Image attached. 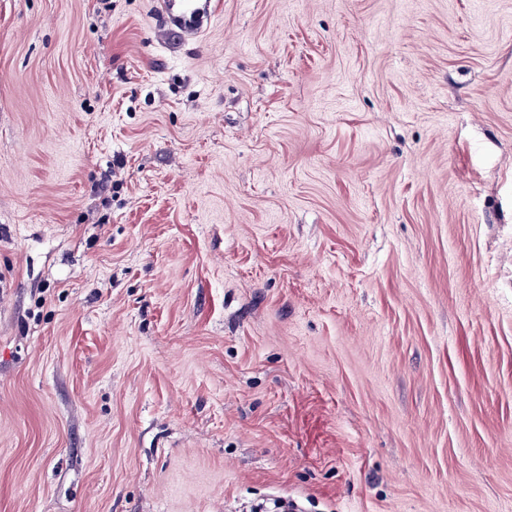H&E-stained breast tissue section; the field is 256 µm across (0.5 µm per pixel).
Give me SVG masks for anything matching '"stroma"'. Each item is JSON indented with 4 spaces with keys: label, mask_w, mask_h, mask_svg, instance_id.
<instances>
[{
    "label": "stroma",
    "mask_w": 512,
    "mask_h": 512,
    "mask_svg": "<svg viewBox=\"0 0 512 512\" xmlns=\"http://www.w3.org/2000/svg\"><path fill=\"white\" fill-rule=\"evenodd\" d=\"M512 512V0H0V512Z\"/></svg>",
    "instance_id": "1"
}]
</instances>
